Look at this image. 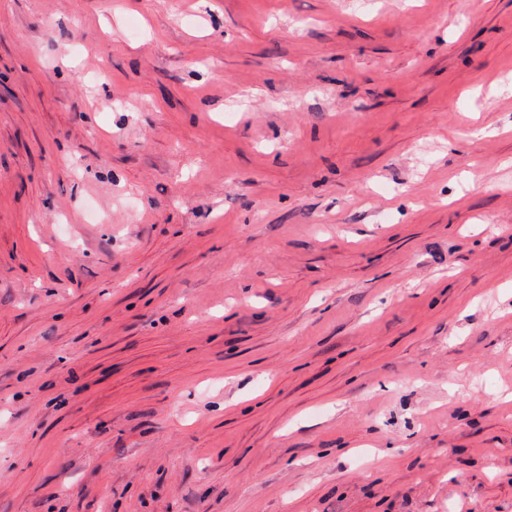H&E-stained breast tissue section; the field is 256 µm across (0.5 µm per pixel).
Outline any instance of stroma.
Returning a JSON list of instances; mask_svg holds the SVG:
<instances>
[{"label":"stroma","instance_id":"1","mask_svg":"<svg viewBox=\"0 0 512 512\" xmlns=\"http://www.w3.org/2000/svg\"><path fill=\"white\" fill-rule=\"evenodd\" d=\"M0 512H512V0H0Z\"/></svg>","mask_w":512,"mask_h":512}]
</instances>
